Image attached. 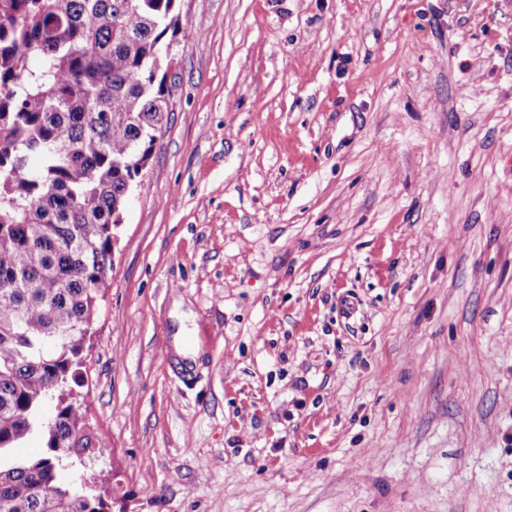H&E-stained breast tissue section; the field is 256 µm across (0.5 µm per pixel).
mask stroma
<instances>
[{
  "label": "stroma",
  "mask_w": 512,
  "mask_h": 512,
  "mask_svg": "<svg viewBox=\"0 0 512 512\" xmlns=\"http://www.w3.org/2000/svg\"><path fill=\"white\" fill-rule=\"evenodd\" d=\"M180 19L61 480L107 512H512V0Z\"/></svg>",
  "instance_id": "1"
}]
</instances>
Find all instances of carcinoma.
<instances>
[{
    "instance_id": "obj_1",
    "label": "carcinoma",
    "mask_w": 512,
    "mask_h": 512,
    "mask_svg": "<svg viewBox=\"0 0 512 512\" xmlns=\"http://www.w3.org/2000/svg\"><path fill=\"white\" fill-rule=\"evenodd\" d=\"M178 2L0 0V512H105L58 476L89 447L71 391L171 106ZM35 430L46 453L11 456Z\"/></svg>"
}]
</instances>
